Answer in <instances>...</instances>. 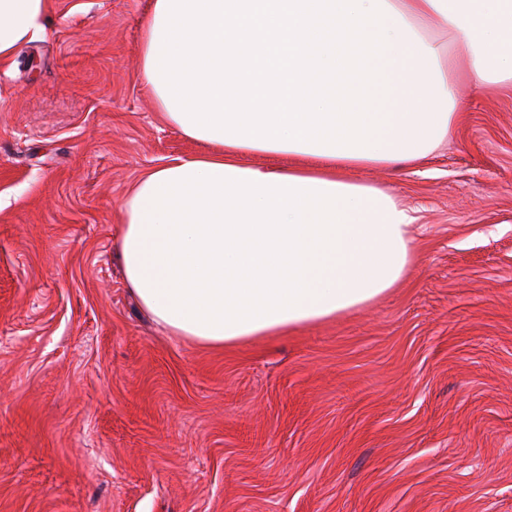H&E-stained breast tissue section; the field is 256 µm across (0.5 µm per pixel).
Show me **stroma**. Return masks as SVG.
Segmentation results:
<instances>
[{"mask_svg": "<svg viewBox=\"0 0 512 512\" xmlns=\"http://www.w3.org/2000/svg\"><path fill=\"white\" fill-rule=\"evenodd\" d=\"M150 0H54L0 61V512H512V89L422 165L353 169L418 208L374 302L229 349L129 293L121 207L202 151L140 77Z\"/></svg>", "mask_w": 512, "mask_h": 512, "instance_id": "stroma-1", "label": "stroma"}]
</instances>
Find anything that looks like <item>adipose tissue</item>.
Segmentation results:
<instances>
[{"mask_svg": "<svg viewBox=\"0 0 512 512\" xmlns=\"http://www.w3.org/2000/svg\"><path fill=\"white\" fill-rule=\"evenodd\" d=\"M51 10L0 0V60L40 38ZM459 52L479 83L512 85V0H151L141 79L212 150L129 190L118 250L140 307L224 348L396 287L415 260V211L342 173L432 156L462 110L448 79ZM251 153L310 163L251 166Z\"/></svg>", "mask_w": 512, "mask_h": 512, "instance_id": "ef3b65f1", "label": "adipose tissue"}]
</instances>
